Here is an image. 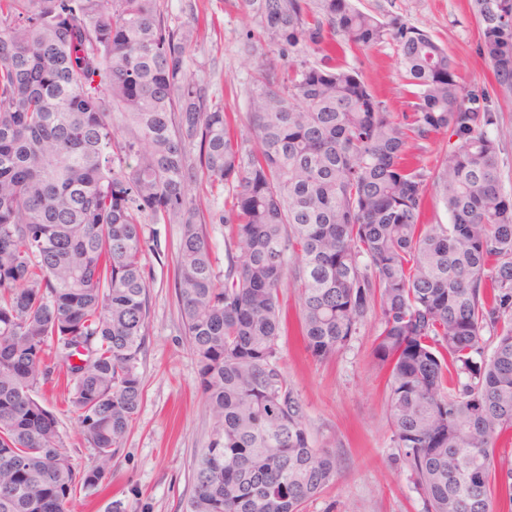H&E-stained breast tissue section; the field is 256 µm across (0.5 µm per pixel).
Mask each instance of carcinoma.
I'll return each instance as SVG.
<instances>
[{"mask_svg":"<svg viewBox=\"0 0 512 512\" xmlns=\"http://www.w3.org/2000/svg\"><path fill=\"white\" fill-rule=\"evenodd\" d=\"M237 4L263 49L245 135L192 69L196 23L162 0H0V512L102 491L143 399L149 224L179 225L174 288L212 420L187 512H301L336 477L280 364L287 281L317 360L379 314L372 356L426 512H512V459L495 454L512 433V196L491 97L398 16ZM473 10L511 95L512 0ZM386 42L413 86L402 112L336 62ZM448 131L457 151L425 169ZM202 178L227 190L223 212L198 207ZM430 188L449 223H421ZM61 367L89 465L36 397Z\"/></svg>","mask_w":512,"mask_h":512,"instance_id":"carcinoma-1","label":"carcinoma"}]
</instances>
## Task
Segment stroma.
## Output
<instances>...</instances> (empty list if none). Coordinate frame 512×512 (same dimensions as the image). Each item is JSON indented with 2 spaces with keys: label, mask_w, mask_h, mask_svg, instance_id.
I'll list each match as a JSON object with an SVG mask.
<instances>
[{
  "label": "stroma",
  "mask_w": 512,
  "mask_h": 512,
  "mask_svg": "<svg viewBox=\"0 0 512 512\" xmlns=\"http://www.w3.org/2000/svg\"><path fill=\"white\" fill-rule=\"evenodd\" d=\"M379 19L400 16L444 44L466 91L484 93L495 84L480 55V30L472 0H354ZM173 21L199 19V37L189 49L206 93L225 111L245 113L249 79L260 51L249 50L253 23L236 0H164ZM343 64L356 70L391 111H403L410 87L393 44L346 52ZM493 105L499 124L489 134L500 146L504 190L512 193V95ZM150 267V316L142 357L143 401L116 456L107 488L99 495L76 493L70 512H106L122 499L129 512H185L196 462L209 442L211 418L200 388L198 366L184 334L174 289L179 243L174 224H150L145 231ZM290 313L279 340L280 363L306 409V425L318 447L336 458L337 475L303 512H424L423 501L399 458L389 424L386 373L372 357L381 325L368 315L357 334L332 359L318 361L306 351L295 312L298 290L282 288ZM58 420L67 451L79 464L89 461L62 388L39 392Z\"/></svg>",
  "instance_id": "35a3bbf8"
}]
</instances>
